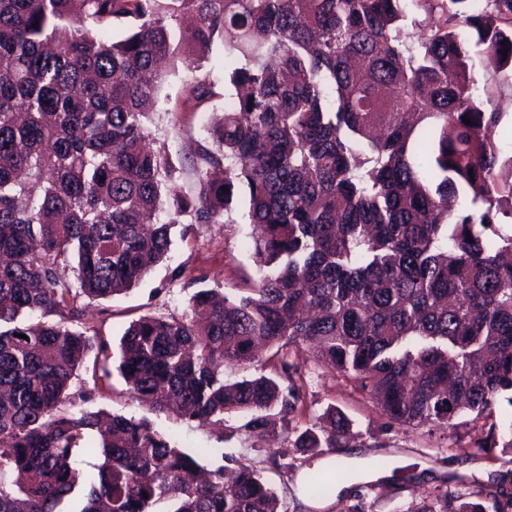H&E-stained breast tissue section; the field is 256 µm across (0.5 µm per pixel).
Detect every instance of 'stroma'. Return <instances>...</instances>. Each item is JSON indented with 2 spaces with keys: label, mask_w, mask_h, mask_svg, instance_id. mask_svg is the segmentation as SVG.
Masks as SVG:
<instances>
[{
  "label": "stroma",
  "mask_w": 512,
  "mask_h": 512,
  "mask_svg": "<svg viewBox=\"0 0 512 512\" xmlns=\"http://www.w3.org/2000/svg\"><path fill=\"white\" fill-rule=\"evenodd\" d=\"M471 55L477 82L493 80L502 88L498 104L502 132L499 144L504 154H511L512 72L486 68L479 47H472ZM204 73L209 76V98L199 111H183L187 83ZM225 103L224 49L220 46L202 69L193 58H182L161 86L152 131L165 141L173 158L186 162L178 183L183 194L193 195L198 188L197 176L187 163L190 146L194 139L204 136L215 116L223 114ZM251 232L248 224H195L185 232L174 229L168 261L156 266L128 293L91 305L90 324L96 326L101 341L113 350L133 318L181 313L195 290L193 278L204 277L206 287L220 291L245 287L256 271ZM117 365L114 358L106 364L110 376L95 399L97 407L147 418L155 429L173 437L179 447L197 454L201 464L208 467L221 463L226 456H246L273 481L289 512H346L359 499L364 500L368 512H406L411 502L445 482L455 479L468 488L477 485V478L466 471L470 464L487 473L488 483L512 480V453L498 448L481 451L473 444H460L450 430L386 428L375 403L326 368L312 375L314 402L303 424L311 426L332 406L351 420L353 435L345 447L301 455L294 448L292 437L281 432L273 438L259 439L239 433L228 440L199 421L152 411L128 391ZM283 451L296 459L295 468L286 473L273 467L275 455ZM328 464L343 470L346 480L337 484L331 494L317 499L307 497L309 472Z\"/></svg>",
  "instance_id": "stroma-1"
}]
</instances>
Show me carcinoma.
<instances>
[{"label":"carcinoma","instance_id":"obj_1","mask_svg":"<svg viewBox=\"0 0 512 512\" xmlns=\"http://www.w3.org/2000/svg\"><path fill=\"white\" fill-rule=\"evenodd\" d=\"M103 22L121 37H98ZM217 44L234 105L194 140L183 197L150 127L158 64ZM473 44L512 69V0H0V512H287L246 458L200 480L147 419H102L77 373L107 352L83 299L137 286L177 224L237 223L241 190L253 286L132 321L118 371L136 398L257 438L274 412L312 455L351 435L331 407L298 426L318 366L390 426L493 417L512 392V156ZM209 94L196 78L191 110ZM226 362L272 375L227 383ZM94 431L103 462L83 474ZM474 446L512 451V424ZM481 498L512 512L498 484L442 485L406 512H485Z\"/></svg>","mask_w":512,"mask_h":512}]
</instances>
